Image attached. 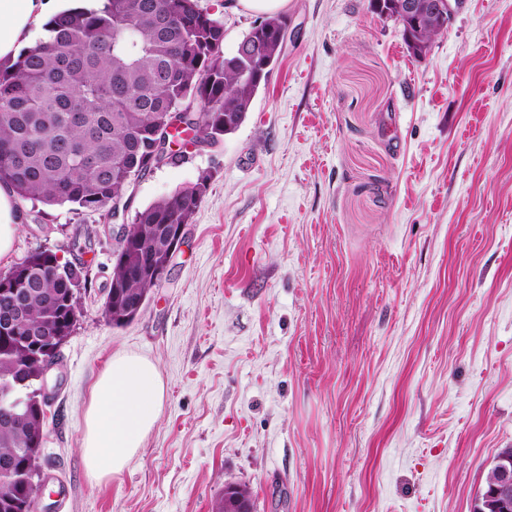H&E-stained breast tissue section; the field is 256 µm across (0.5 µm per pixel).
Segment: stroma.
Instances as JSON below:
<instances>
[{
    "mask_svg": "<svg viewBox=\"0 0 512 512\" xmlns=\"http://www.w3.org/2000/svg\"><path fill=\"white\" fill-rule=\"evenodd\" d=\"M226 2L200 5L230 55L256 16ZM283 13L287 47L244 122L133 183L119 217L19 204L12 263L89 239L39 507L214 512L232 483L254 512H471L512 448V0H467L420 59L371 0ZM204 174L166 280L109 324L123 232ZM123 352L157 363L166 398L97 485L83 412Z\"/></svg>",
    "mask_w": 512,
    "mask_h": 512,
    "instance_id": "35a3bbf8",
    "label": "stroma"
}]
</instances>
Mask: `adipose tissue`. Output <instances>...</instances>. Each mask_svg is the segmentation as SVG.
<instances>
[{
	"mask_svg": "<svg viewBox=\"0 0 512 512\" xmlns=\"http://www.w3.org/2000/svg\"><path fill=\"white\" fill-rule=\"evenodd\" d=\"M68 7V0H0V63L14 62L33 29ZM165 394L154 361L133 353L112 357L84 413L81 452L90 479L112 478L139 453L160 417Z\"/></svg>",
	"mask_w": 512,
	"mask_h": 512,
	"instance_id": "obj_1",
	"label": "adipose tissue"
}]
</instances>
